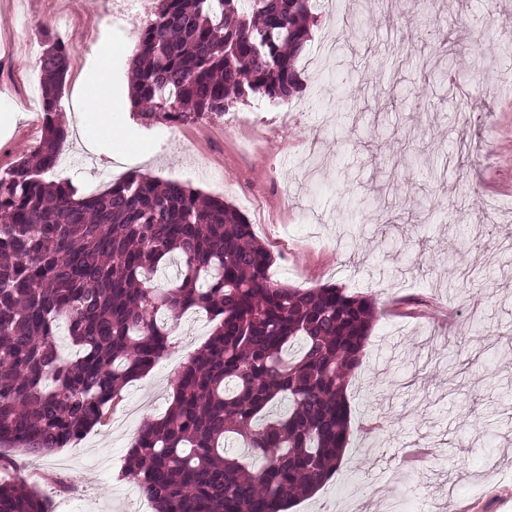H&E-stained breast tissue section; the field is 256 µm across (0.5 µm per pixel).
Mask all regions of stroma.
I'll return each instance as SVG.
<instances>
[{
  "instance_id": "obj_1",
  "label": "stroma",
  "mask_w": 512,
  "mask_h": 512,
  "mask_svg": "<svg viewBox=\"0 0 512 512\" xmlns=\"http://www.w3.org/2000/svg\"><path fill=\"white\" fill-rule=\"evenodd\" d=\"M342 21L321 13L298 68L292 105L245 104L258 136L220 117L179 127L143 123L129 108L138 12L101 16L96 0H0V167L42 136L40 71L24 43L64 18L76 50L60 103L72 130L55 170L83 188L95 166L121 163L235 205L271 252L272 280L325 283L376 296L385 310L352 377L351 436L335 476L289 512L353 502L377 512H512V69L498 66L512 0H346ZM478 59L466 91L422 76L440 41ZM113 47L104 107L123 134L108 141L74 120L97 52ZM138 143L150 153L141 160ZM366 199L362 211L346 210ZM204 311L183 315L169 358L130 382L116 408L75 446L43 458L11 454L0 478L31 473L50 512H155L120 467L141 425L160 418L182 366L205 345ZM380 420L369 435L363 418ZM427 446L404 468L405 449ZM64 478L80 499L59 492Z\"/></svg>"
}]
</instances>
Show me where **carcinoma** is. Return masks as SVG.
Wrapping results in <instances>:
<instances>
[{
  "label": "carcinoma",
  "mask_w": 512,
  "mask_h": 512,
  "mask_svg": "<svg viewBox=\"0 0 512 512\" xmlns=\"http://www.w3.org/2000/svg\"><path fill=\"white\" fill-rule=\"evenodd\" d=\"M314 0H155L131 102L147 121L287 104ZM73 48L40 57L43 134L0 167V461L54 454L103 423L123 388L170 348L178 317L215 322L181 367L165 414L143 424L122 478L156 512H285L339 469L347 388L373 324L370 295L270 280L273 257L223 200L129 171L95 195L48 181L68 132L57 103ZM179 262L175 280L157 274ZM66 327L75 351L64 353ZM0 512H49L29 477L0 481Z\"/></svg>",
  "instance_id": "cac0c4a2"
}]
</instances>
